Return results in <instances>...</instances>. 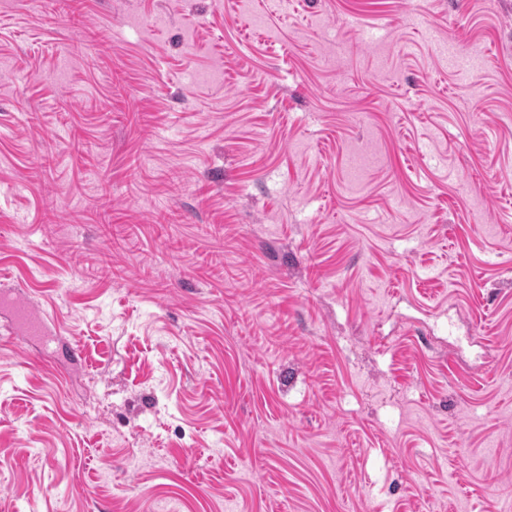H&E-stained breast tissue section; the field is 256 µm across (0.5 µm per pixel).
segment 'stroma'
Masks as SVG:
<instances>
[{
    "mask_svg": "<svg viewBox=\"0 0 512 512\" xmlns=\"http://www.w3.org/2000/svg\"><path fill=\"white\" fill-rule=\"evenodd\" d=\"M72 6L0 0V512H502L512 0ZM11 313L14 323L21 327L24 333L31 338L45 335L49 328L46 320L48 322L52 321L49 314L46 313L44 317L26 302L13 301Z\"/></svg>",
    "mask_w": 512,
    "mask_h": 512,
    "instance_id": "1",
    "label": "stroma"
}]
</instances>
